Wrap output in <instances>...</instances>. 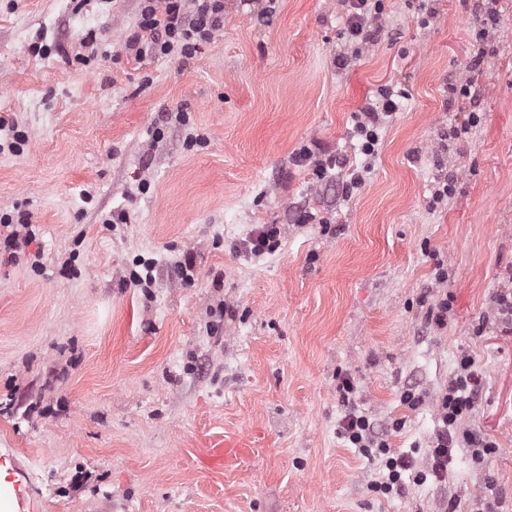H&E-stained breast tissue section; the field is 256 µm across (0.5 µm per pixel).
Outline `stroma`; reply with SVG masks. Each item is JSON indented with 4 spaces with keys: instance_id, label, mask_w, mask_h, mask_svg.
Returning a JSON list of instances; mask_svg holds the SVG:
<instances>
[{
    "instance_id": "35a3bbf8",
    "label": "stroma",
    "mask_w": 512,
    "mask_h": 512,
    "mask_svg": "<svg viewBox=\"0 0 512 512\" xmlns=\"http://www.w3.org/2000/svg\"><path fill=\"white\" fill-rule=\"evenodd\" d=\"M138 14L139 0H0V117L28 135L0 152V209L30 213L42 250L37 268L0 259V497L38 512H512L498 306L512 0H383L359 54L338 0H224L223 29L189 60L127 57ZM466 81L481 97L449 101ZM383 87L400 109L369 161L353 114ZM178 108L189 124H165ZM304 147L364 182L318 180L292 162ZM264 224L278 246L251 255ZM148 259L155 285L134 287ZM464 352L482 383L460 430L494 452L456 449L447 482L377 493L380 460L339 433L340 379L423 468Z\"/></svg>"
}]
</instances>
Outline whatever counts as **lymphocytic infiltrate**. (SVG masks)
<instances>
[{"label":"lymphocytic infiltrate","mask_w":512,"mask_h":512,"mask_svg":"<svg viewBox=\"0 0 512 512\" xmlns=\"http://www.w3.org/2000/svg\"><path fill=\"white\" fill-rule=\"evenodd\" d=\"M136 26L127 36L125 50L132 59L168 56L174 53L190 59L204 44L210 43L224 25V0H140ZM346 17L344 33L349 44L361 48L374 41L373 26L382 11V0H340ZM399 106L391 89L378 91L376 101L366 103L354 114L353 133L361 141L365 155L377 153L379 128L397 112ZM37 234L30 216L24 212L0 211V255L10 261L19 260ZM460 373L450 381L439 400L438 425L430 438L428 462L417 469L411 454L392 452L385 438L374 429L370 420L351 407L354 384L343 379L339 389L348 411L340 422V433L347 441L369 456L385 459L387 476L378 486L386 495H401L405 489L403 476L413 472L416 482H446L456 449L466 448L472 458L483 460L495 449L493 441L474 435H459L460 421L475 407V394L481 378L471 356H462Z\"/></svg>","instance_id":"obj_1"}]
</instances>
